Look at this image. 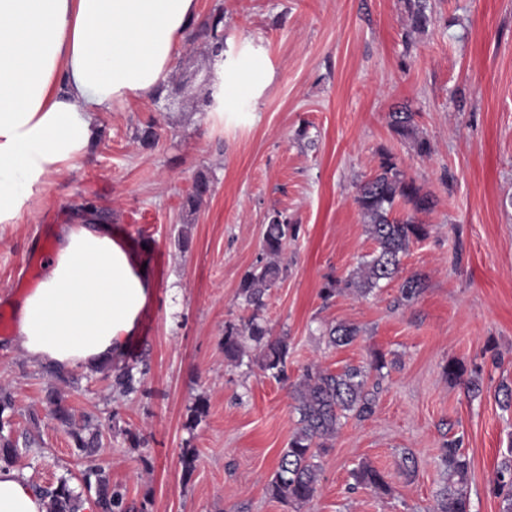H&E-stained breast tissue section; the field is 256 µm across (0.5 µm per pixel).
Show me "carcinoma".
<instances>
[{"instance_id": "carcinoma-1", "label": "carcinoma", "mask_w": 512, "mask_h": 512, "mask_svg": "<svg viewBox=\"0 0 512 512\" xmlns=\"http://www.w3.org/2000/svg\"><path fill=\"white\" fill-rule=\"evenodd\" d=\"M407 4L410 31L424 30L430 22L426 0H407ZM222 23L224 13L219 11L201 24L195 36L204 38L212 48L224 32ZM390 118L392 128L411 141L417 154L430 153V143L418 135L415 113L398 109ZM209 189L208 177L198 175L195 189L186 197V206L195 208ZM354 201L376 249L349 278L327 279L322 288L326 300L344 290L366 296L381 287V283L400 278L403 255L412 243L429 236L428 226L420 223L417 215L436 206L435 197L408 178L390 155L382 157L377 172L359 185ZM399 203L403 204L406 213L396 218L393 212ZM296 234L297 226L290 223L287 215L277 210L270 214L263 234L262 256L244 274L238 288V298L251 314L238 324L229 322L224 325V358L231 363H240L246 355V343L251 341L256 351L255 359L262 370L278 380L285 375L288 343L272 336L263 319V311L269 291L287 271L281 263V255L288 246V239ZM424 287V278L419 275L403 278L399 286L400 302L411 303ZM359 332V327L353 324L338 323L329 328L328 343L348 345ZM385 367L382 355L376 356L367 368L348 366L338 373L313 364L303 367L292 390L298 426L267 484L272 498L297 509L314 500L321 481L317 458L328 450V441L335 437L341 419L350 415L362 419L374 412L380 382L370 386L368 376L370 371L379 373ZM111 370L113 392L125 396L137 390L141 380L135 378L132 368L113 365ZM47 400L55 419L65 425L71 424L72 413L61 393L50 391ZM71 436L75 448L84 454H95L101 449L100 435L96 432L86 436L78 429L71 431ZM18 458L19 442L0 433V465L13 467ZM440 465L445 484L436 492L432 512H470V461L462 452L460 441L452 440L442 449ZM352 476L360 484L385 492L389 490L385 475L368 463H360ZM82 483L87 491L95 493L97 512H134L125 491L112 485L108 468L96 465L86 469L82 473ZM38 490L45 500L46 512H78L81 494L67 479L61 478L55 484L38 487ZM492 491L501 498L502 512H512V443L502 453Z\"/></svg>"}]
</instances>
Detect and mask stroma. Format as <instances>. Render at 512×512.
Segmentation results:
<instances>
[{
	"instance_id": "1",
	"label": "stroma",
	"mask_w": 512,
	"mask_h": 512,
	"mask_svg": "<svg viewBox=\"0 0 512 512\" xmlns=\"http://www.w3.org/2000/svg\"><path fill=\"white\" fill-rule=\"evenodd\" d=\"M428 6L429 25L412 34L406 0H198L200 17L223 11L239 66L271 72L262 92L226 81L223 113L207 111L203 79L215 60L191 35L164 95L99 113L86 154L31 216L0 233V309L18 313L28 257L55 252L60 228L94 204L113 238L148 261L151 294L123 356L141 387L120 397L103 373L81 369L77 385L55 386L0 334V387L14 400L0 431L31 435L17 463L31 483L66 477L76 487L102 463L145 512H431L441 448L459 437L471 462L470 512H501L492 487L512 443V409L496 397L499 385L512 386V0ZM399 106L414 112L429 155L391 128ZM151 121L158 138L147 146L136 134ZM385 154L437 199L419 216L429 237L402 258L403 276L421 275L425 288L403 306L395 281L323 300L326 279H347L375 248L354 197ZM201 173L210 190L192 210L185 199ZM276 209L299 227L264 311L290 346L283 380L253 355L238 365L224 358V325L248 315L239 283ZM341 322L359 335L328 346L326 328ZM377 354L390 365L375 411L343 419L316 498L298 511L272 499L267 484L296 429L289 392L302 368L366 367ZM451 361L464 380H448ZM474 376L477 395L466 388ZM54 387L75 426L88 415L99 425L97 455L78 453L54 418ZM201 397L208 413L188 426ZM131 432L144 446L130 447ZM187 448L197 454L188 476ZM406 451L418 460L410 479L400 468ZM362 462L385 472L389 492L355 483Z\"/></svg>"
}]
</instances>
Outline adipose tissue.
Returning <instances> with one entry per match:
<instances>
[{
    "mask_svg": "<svg viewBox=\"0 0 512 512\" xmlns=\"http://www.w3.org/2000/svg\"><path fill=\"white\" fill-rule=\"evenodd\" d=\"M197 0H0V226L31 215L98 134L101 110L163 88ZM149 296L103 224H68L22 304L14 349L66 371L124 352ZM0 512H45L27 476L0 468Z\"/></svg>",
    "mask_w": 512,
    "mask_h": 512,
    "instance_id": "adipose-tissue-1",
    "label": "adipose tissue"
}]
</instances>
